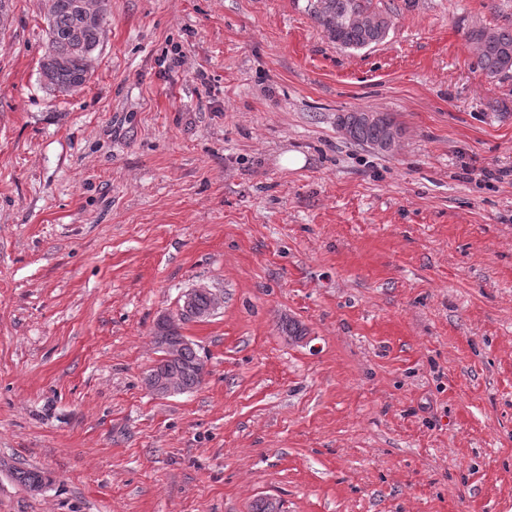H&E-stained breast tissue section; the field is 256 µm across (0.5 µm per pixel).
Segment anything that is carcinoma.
Segmentation results:
<instances>
[{
    "instance_id": "obj_1",
    "label": "carcinoma",
    "mask_w": 512,
    "mask_h": 512,
    "mask_svg": "<svg viewBox=\"0 0 512 512\" xmlns=\"http://www.w3.org/2000/svg\"><path fill=\"white\" fill-rule=\"evenodd\" d=\"M325 11H313L311 16L336 45L346 49H363L382 42L393 25L392 15L372 9L371 0H324ZM45 18L48 25L47 48L40 62L42 81L47 90L67 94L81 89L87 82L91 60L100 45V28L83 23V15L100 13L107 17L102 0H45ZM344 22L336 24V19ZM475 45L481 68L489 77L505 75L512 71V30L480 27L469 32ZM344 125L350 139L356 143L385 151L384 144L391 130L399 124L387 112L369 118V111L345 113ZM161 357L151 373H178L184 386L192 391L202 385L205 371L199 368L200 356L195 348L186 344L183 335L169 330L154 336ZM182 345L179 362L166 358L165 346ZM13 479L29 490H37L48 482L42 471L25 467L10 470Z\"/></svg>"
}]
</instances>
